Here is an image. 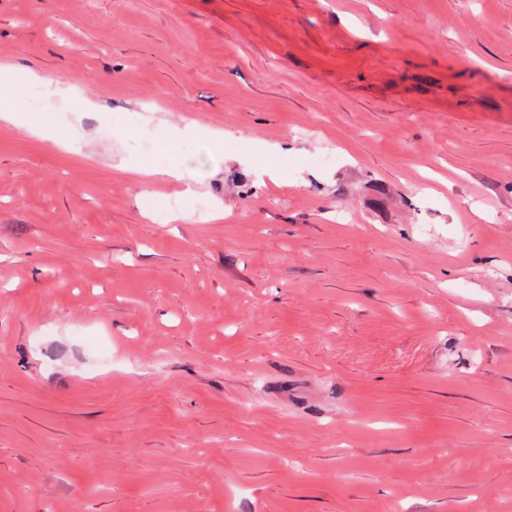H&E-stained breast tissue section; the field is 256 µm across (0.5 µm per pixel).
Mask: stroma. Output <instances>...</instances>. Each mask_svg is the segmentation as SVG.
Here are the masks:
<instances>
[{
	"label": "stroma",
	"mask_w": 512,
	"mask_h": 512,
	"mask_svg": "<svg viewBox=\"0 0 512 512\" xmlns=\"http://www.w3.org/2000/svg\"><path fill=\"white\" fill-rule=\"evenodd\" d=\"M31 83L0 512H512V0H0ZM16 95L22 96L27 102V112H31L34 118L45 119L47 114L53 112L51 107V93L50 87L47 85L41 86H22Z\"/></svg>",
	"instance_id": "stroma-1"
}]
</instances>
